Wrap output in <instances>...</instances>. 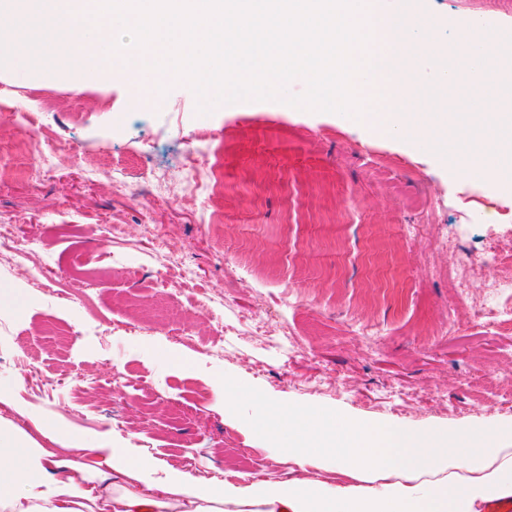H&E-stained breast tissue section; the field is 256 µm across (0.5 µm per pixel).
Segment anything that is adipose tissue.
<instances>
[{
  "label": "adipose tissue",
  "mask_w": 512,
  "mask_h": 512,
  "mask_svg": "<svg viewBox=\"0 0 512 512\" xmlns=\"http://www.w3.org/2000/svg\"><path fill=\"white\" fill-rule=\"evenodd\" d=\"M10 406L0 392V512H482L512 498V448L466 427L449 435L322 413L303 433L306 413L296 409L288 453L301 477L233 483L52 422L31 437L7 417ZM327 459L347 484L313 478Z\"/></svg>",
  "instance_id": "1"
}]
</instances>
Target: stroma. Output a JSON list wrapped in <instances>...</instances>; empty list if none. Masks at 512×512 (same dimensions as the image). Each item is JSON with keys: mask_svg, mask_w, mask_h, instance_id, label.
I'll return each mask as SVG.
<instances>
[{"mask_svg": "<svg viewBox=\"0 0 512 512\" xmlns=\"http://www.w3.org/2000/svg\"><path fill=\"white\" fill-rule=\"evenodd\" d=\"M452 12L512 29V0H417L411 15L441 24ZM139 93L44 73L0 38V152L39 97L58 105L43 120L58 151L32 176L0 178V222L37 242L0 253V386L17 424L122 439L232 482H283L298 467L278 419L263 435L250 405L214 404L218 378L262 401L419 431L512 428V332L472 321L447 275L449 258L512 252V223L496 221L512 192L418 136L370 137L349 117L280 101L201 115L184 84L136 108ZM201 135L224 146L218 196L189 188ZM43 274L65 299L36 288ZM94 317L110 335H82Z\"/></svg>", "mask_w": 512, "mask_h": 512, "instance_id": "1", "label": "stroma"}]
</instances>
